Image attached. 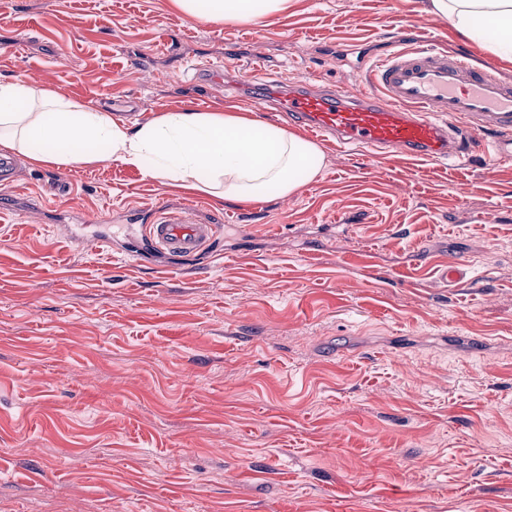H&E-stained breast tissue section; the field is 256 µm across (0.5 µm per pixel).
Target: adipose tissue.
<instances>
[{
	"mask_svg": "<svg viewBox=\"0 0 512 512\" xmlns=\"http://www.w3.org/2000/svg\"><path fill=\"white\" fill-rule=\"evenodd\" d=\"M175 2L189 18L213 22H253L288 7V0ZM429 10L512 57V0H430ZM7 153L38 166L114 158L145 177L241 202L288 197L325 164L316 144L243 112H168L129 127L49 88L0 80V154Z\"/></svg>",
	"mask_w": 512,
	"mask_h": 512,
	"instance_id": "adipose-tissue-1",
	"label": "adipose tissue"
}]
</instances>
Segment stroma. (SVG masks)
Listing matches in <instances>:
<instances>
[{
  "label": "stroma",
  "instance_id": "35a3bbf8",
  "mask_svg": "<svg viewBox=\"0 0 512 512\" xmlns=\"http://www.w3.org/2000/svg\"><path fill=\"white\" fill-rule=\"evenodd\" d=\"M428 0H288L252 23L174 0H0V79L135 126L247 111L196 62L354 88L427 38L512 61ZM131 100L134 117L119 112ZM288 198L220 201L118 160L0 185V512H512V161L391 165L320 141ZM222 221L140 263L153 208ZM133 208L135 224L80 222ZM461 262L456 284L442 263Z\"/></svg>",
  "mask_w": 512,
  "mask_h": 512
}]
</instances>
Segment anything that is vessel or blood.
<instances>
[{"label": "vessel or blood", "instance_id": "obj_1", "mask_svg": "<svg viewBox=\"0 0 512 512\" xmlns=\"http://www.w3.org/2000/svg\"><path fill=\"white\" fill-rule=\"evenodd\" d=\"M250 105L273 107L316 138L375 154L393 150L395 162L463 158L481 148L492 162L512 158V85L493 66L476 68L469 56L428 42L392 50L373 62L353 92L338 85L255 77ZM144 225L146 250L170 255L204 254L217 224H198L194 209L155 208Z\"/></svg>", "mask_w": 512, "mask_h": 512}]
</instances>
